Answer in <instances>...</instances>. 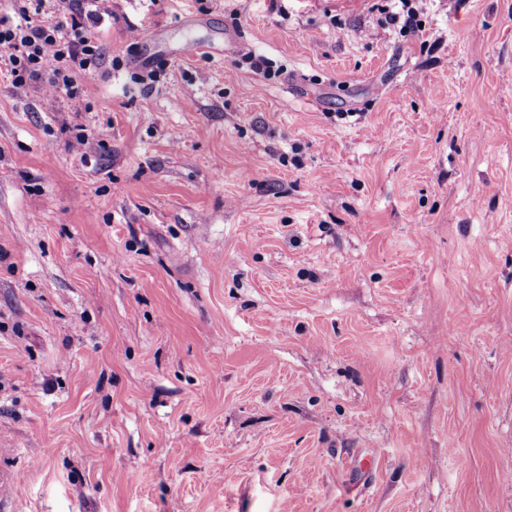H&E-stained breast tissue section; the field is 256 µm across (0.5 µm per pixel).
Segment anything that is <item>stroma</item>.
Returning a JSON list of instances; mask_svg holds the SVG:
<instances>
[{
    "label": "stroma",
    "instance_id": "35a3bbf8",
    "mask_svg": "<svg viewBox=\"0 0 512 512\" xmlns=\"http://www.w3.org/2000/svg\"><path fill=\"white\" fill-rule=\"evenodd\" d=\"M385 2L0 71V512H512V0ZM389 2H400L402 5V14L401 12H392L389 14L390 21L394 23H398L402 19L401 30L408 34H413L418 31L419 28V11L420 9L416 6H412V2H422L421 0H391Z\"/></svg>",
    "mask_w": 512,
    "mask_h": 512
}]
</instances>
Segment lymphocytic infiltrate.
<instances>
[{
  "instance_id": "obj_1",
  "label": "lymphocytic infiltrate",
  "mask_w": 512,
  "mask_h": 512,
  "mask_svg": "<svg viewBox=\"0 0 512 512\" xmlns=\"http://www.w3.org/2000/svg\"><path fill=\"white\" fill-rule=\"evenodd\" d=\"M28 0H12L11 14L0 17V52L6 53L14 83L47 80L51 93L75 96L76 76L100 56L92 28L110 14L111 0H86L69 23L54 21L66 0H49L46 16L31 17Z\"/></svg>"
}]
</instances>
